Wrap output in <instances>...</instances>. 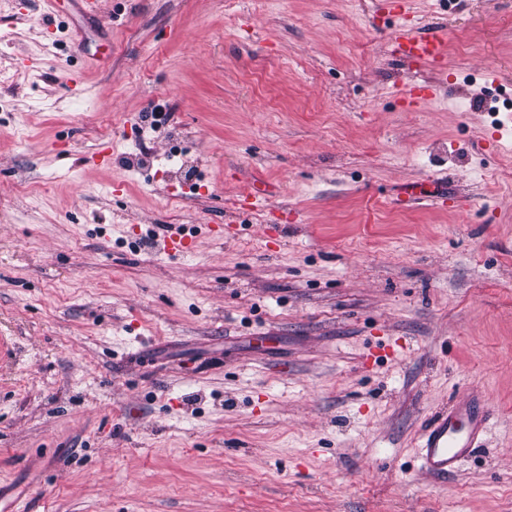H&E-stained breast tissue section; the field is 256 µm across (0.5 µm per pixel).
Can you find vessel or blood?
<instances>
[{"mask_svg":"<svg viewBox=\"0 0 512 512\" xmlns=\"http://www.w3.org/2000/svg\"><path fill=\"white\" fill-rule=\"evenodd\" d=\"M392 51L399 59H408L438 71L445 56L443 39L436 34L423 35L408 24H400L390 37ZM154 249L168 257L188 254L192 243L180 233L156 239ZM489 409L484 401L470 396L434 415L421 434L418 444L420 467L427 474L441 477L452 473L477 448L488 429Z\"/></svg>","mask_w":512,"mask_h":512,"instance_id":"obj_1","label":"vessel or blood"}]
</instances>
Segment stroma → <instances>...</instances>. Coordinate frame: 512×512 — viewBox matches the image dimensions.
<instances>
[{"instance_id":"obj_1","label":"stroma","mask_w":512,"mask_h":512,"mask_svg":"<svg viewBox=\"0 0 512 512\" xmlns=\"http://www.w3.org/2000/svg\"><path fill=\"white\" fill-rule=\"evenodd\" d=\"M75 3L0 12V512H512V0H409L472 35L412 111L387 0ZM448 75L439 79V82L432 86H418L413 84L412 86H406L399 94V98L402 99L405 103V107L407 110H411L416 108L420 102L425 100L427 97L434 94L437 89L447 84ZM428 91V93H425ZM192 249V242L181 233H170L156 239L154 250L167 257L185 256ZM489 418L487 404L474 396L434 415L417 446L421 469L434 477L448 476L477 448Z\"/></svg>"}]
</instances>
